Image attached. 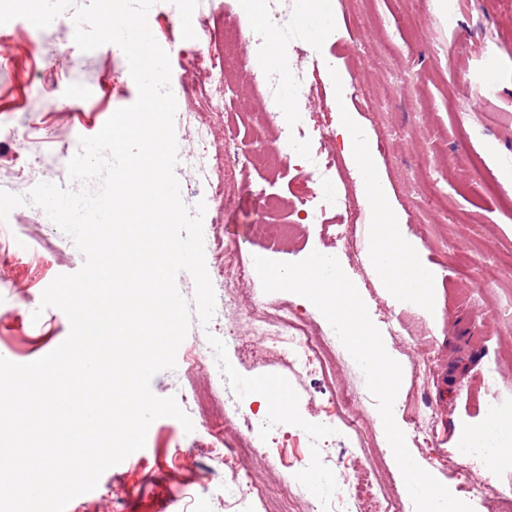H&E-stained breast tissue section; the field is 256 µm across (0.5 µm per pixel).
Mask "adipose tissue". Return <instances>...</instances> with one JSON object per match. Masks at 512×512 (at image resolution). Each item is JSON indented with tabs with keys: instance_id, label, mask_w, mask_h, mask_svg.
<instances>
[{
	"instance_id": "1",
	"label": "adipose tissue",
	"mask_w": 512,
	"mask_h": 512,
	"mask_svg": "<svg viewBox=\"0 0 512 512\" xmlns=\"http://www.w3.org/2000/svg\"><path fill=\"white\" fill-rule=\"evenodd\" d=\"M395 220L391 213H384L381 230L389 236V253L384 269L389 279L403 288L407 297L414 302L427 306L432 299V290L428 277L417 271L410 246L402 241L392 239ZM477 447L483 448L489 458L512 457V418L489 412L486 423L477 438Z\"/></svg>"
}]
</instances>
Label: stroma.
<instances>
[{"label": "stroma", "mask_w": 512, "mask_h": 512, "mask_svg": "<svg viewBox=\"0 0 512 512\" xmlns=\"http://www.w3.org/2000/svg\"><path fill=\"white\" fill-rule=\"evenodd\" d=\"M202 7L216 23L231 18L244 31L260 21L244 11L241 0H156L148 14L154 38L169 55L178 111L200 113L208 123L205 148L212 154H223L233 142L250 157L236 171L230 208L189 174H176L186 205L206 203V265L215 264L218 236L248 263L257 256L298 262L315 251L336 257L387 353L402 368L393 414L413 459L474 512H498L497 490L512 486V458L492 464L485 488L465 484L461 466L470 459L464 450L470 434L485 420L488 370H495L502 396L512 401V186L501 175L512 167V0H327L309 9L292 43L272 35L261 46L241 45L223 110L199 89L219 80V72L190 65L186 56ZM5 30L14 49L9 61L0 60V166H24L26 176L0 180V190L24 194L41 182L70 187L67 163L77 151L76 134H97L138 96L127 59L114 44L81 51L69 11L43 29L17 18ZM261 59L271 67L302 68L315 90L302 115L303 145L325 147L340 158L330 188L335 202L323 223L296 224L288 210L289 201L316 193L318 186L268 146L272 131L261 111L263 94L250 79ZM92 85L97 96L85 98ZM344 123L359 147L337 135ZM21 125L31 137L22 154L12 139ZM464 144L478 157L477 166L461 162ZM424 155L429 164L421 163ZM369 166L377 171L386 206L397 215L398 232L412 246L415 262L432 274L433 306L410 302L387 287L375 262L385 245L377 235L381 214L364 201ZM289 223L296 229L284 241L251 231L255 224ZM1 260L10 270L0 278V353L19 362L68 336L66 315L39 304L45 288L58 275L76 273L84 257L44 209L24 205L0 222ZM239 294L241 303L211 322L216 340L246 334L257 306L285 303L298 307L324 335L335 334L309 300L264 292L258 274L240 283ZM196 336L189 329L175 369L159 372L150 384L163 398L198 394L186 410L192 431L176 419H157L148 451L106 470L95 493L77 496L66 512H98L106 501L112 512H227L224 467L209 447L211 432L224 424L225 402L245 413L260 412V401L247 387L255 379L278 383L287 404L282 428L300 429L298 451L317 461L319 472L335 475L351 455L364 466L387 470L398 493H405L377 402L348 351L337 354L332 382L293 372L270 349L262 358L241 359L224 383L208 368L188 371L185 356ZM332 383L354 393L359 413L344 452L334 437L318 431ZM425 405L433 429L426 442L410 422Z\"/></svg>", "instance_id": "stroma-1"}]
</instances>
